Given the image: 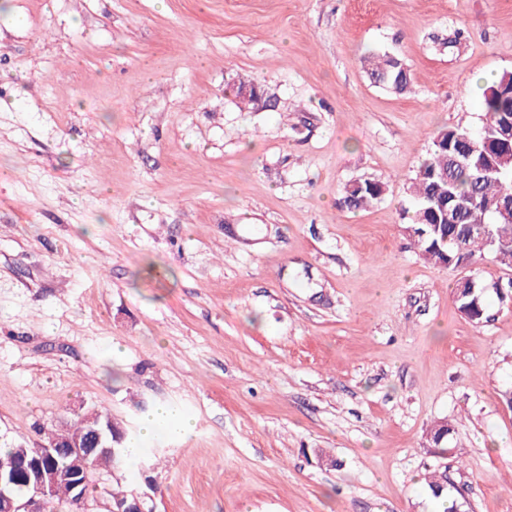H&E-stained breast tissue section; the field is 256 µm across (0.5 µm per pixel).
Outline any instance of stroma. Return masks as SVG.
Masks as SVG:
<instances>
[{
    "label": "stroma",
    "instance_id": "obj_1",
    "mask_svg": "<svg viewBox=\"0 0 512 512\" xmlns=\"http://www.w3.org/2000/svg\"><path fill=\"white\" fill-rule=\"evenodd\" d=\"M413 73L397 95L361 65ZM512 71V0H0V448L108 411L152 512H512V303L404 232L406 187L478 80ZM259 83L248 110L229 84ZM388 184L364 209L356 179ZM454 429L446 455L429 430ZM336 459L322 463L321 455ZM91 494L89 512H102ZM399 57L384 53L364 58V66L374 83L396 94L405 93L413 83V74L400 64ZM387 191L388 185L380 181H350L342 188L343 203L348 208L364 209L379 200ZM461 281L455 288L456 303L459 311L473 324H478L480 321H486L488 316L485 304V294L480 292V288H476V283L472 277L466 279L461 288H459ZM466 283H468V288H464ZM469 288H472V290L476 288L475 294L468 295L470 292ZM476 297L477 300H475ZM172 416L173 415L169 409L165 407H157L143 417L141 426V437L138 443H134L130 445V448H128V443L132 439H134L136 435H131V438L124 436V438L121 440V443L119 444V448L121 450L122 463L120 465V471L118 472H122L126 468L129 460L131 459L129 450L132 454H137L139 452V447L141 446L142 440L151 436L160 422L168 420L172 418ZM427 484L434 498L447 502L448 474L446 468L442 469L436 466L428 469ZM460 507L457 500L448 499V506L445 507L444 512H460Z\"/></svg>",
    "mask_w": 512,
    "mask_h": 512
}]
</instances>
